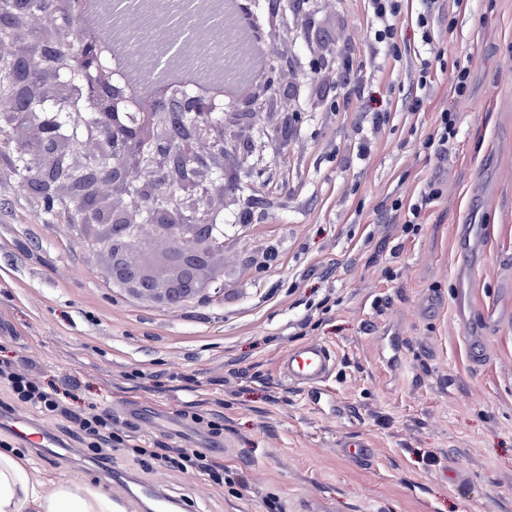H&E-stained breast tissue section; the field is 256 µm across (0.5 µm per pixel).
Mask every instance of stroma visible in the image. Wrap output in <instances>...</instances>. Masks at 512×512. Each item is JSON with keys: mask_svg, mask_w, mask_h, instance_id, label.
Listing matches in <instances>:
<instances>
[{"mask_svg": "<svg viewBox=\"0 0 512 512\" xmlns=\"http://www.w3.org/2000/svg\"><path fill=\"white\" fill-rule=\"evenodd\" d=\"M422 10L405 0L396 54L375 42L368 0H317L334 69L352 62L349 87L324 100L306 25L283 4L301 81L287 106L305 118L266 143L270 190L240 171L218 300L173 308L114 285L69 213H45L0 150V362L34 366L74 412L111 406L131 440L113 465L161 483L182 512H512V0H466L424 25ZM427 33L441 62L423 89L414 53ZM459 60L471 65L462 96ZM444 107L459 133L438 153L425 141ZM430 183L439 196L405 235L386 210ZM469 224L484 243L467 262L456 240ZM324 298L315 329L295 335L305 303ZM307 340L334 358L327 395L278 372ZM131 403L171 426L128 420ZM44 422L72 455L31 451L42 472L131 499L98 478L74 423ZM343 440L370 444V461ZM137 446L211 449L225 483L148 472Z\"/></svg>", "mask_w": 512, "mask_h": 512, "instance_id": "1", "label": "stroma"}]
</instances>
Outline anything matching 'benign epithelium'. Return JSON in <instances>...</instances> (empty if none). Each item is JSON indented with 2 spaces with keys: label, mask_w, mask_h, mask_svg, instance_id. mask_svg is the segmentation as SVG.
I'll return each mask as SVG.
<instances>
[{
  "label": "benign epithelium",
  "mask_w": 512,
  "mask_h": 512,
  "mask_svg": "<svg viewBox=\"0 0 512 512\" xmlns=\"http://www.w3.org/2000/svg\"><path fill=\"white\" fill-rule=\"evenodd\" d=\"M16 14L1 17L10 30L5 40L11 60L13 96L0 104V124L17 130L28 125L19 119V107L32 111L42 106L45 94L63 106L74 89L61 79L54 57L61 48L57 14L30 7V0H15ZM77 65L95 72L85 87L87 101L96 107L92 122L83 112H71L68 121L83 137L96 141L97 152L86 155L83 142L58 132L53 116L38 120V135L27 141L41 158L39 176L26 181L33 194L66 198L87 217L83 229L105 257L112 281L135 294H149L171 307L223 289L198 291L196 283L216 276L224 257V228L214 219L235 190L236 173L226 167L255 150L245 126L252 114L276 105L287 92L281 73L271 77L268 95L244 92L225 101L228 111H216L213 100L174 85L166 93L144 101H128L109 69L92 54ZM236 129L228 149L224 125ZM175 243L165 260L177 281L172 287L161 279L145 277L144 266L157 241Z\"/></svg>",
  "instance_id": "7a95c632"
}]
</instances>
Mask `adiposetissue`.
I'll return each instance as SVG.
<instances>
[{
  "label": "adipose tissue",
  "mask_w": 512,
  "mask_h": 512,
  "mask_svg": "<svg viewBox=\"0 0 512 512\" xmlns=\"http://www.w3.org/2000/svg\"><path fill=\"white\" fill-rule=\"evenodd\" d=\"M0 512H118L110 496L83 477L41 473L18 448H0Z\"/></svg>",
  "instance_id": "obj_1"
}]
</instances>
